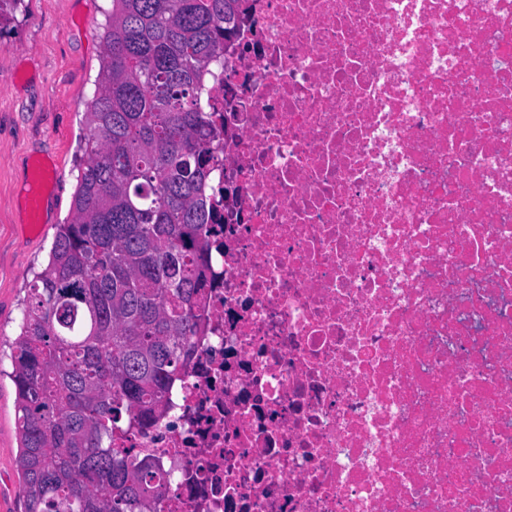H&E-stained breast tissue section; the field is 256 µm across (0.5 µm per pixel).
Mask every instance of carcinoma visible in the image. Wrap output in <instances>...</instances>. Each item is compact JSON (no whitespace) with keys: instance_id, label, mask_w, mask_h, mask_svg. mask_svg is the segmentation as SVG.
Returning <instances> with one entry per match:
<instances>
[{"instance_id":"1","label":"carcinoma","mask_w":512,"mask_h":512,"mask_svg":"<svg viewBox=\"0 0 512 512\" xmlns=\"http://www.w3.org/2000/svg\"><path fill=\"white\" fill-rule=\"evenodd\" d=\"M241 0H112L73 216L23 300L15 386L24 512H148L158 462L114 436L167 409L208 287L219 167L205 77Z\"/></svg>"}]
</instances>
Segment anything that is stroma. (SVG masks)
Returning a JSON list of instances; mask_svg holds the SVG:
<instances>
[{
	"label": "stroma",
	"mask_w": 512,
	"mask_h": 512,
	"mask_svg": "<svg viewBox=\"0 0 512 512\" xmlns=\"http://www.w3.org/2000/svg\"><path fill=\"white\" fill-rule=\"evenodd\" d=\"M112 0H23L0 32V512H24L16 458V394L6 372L21 302L48 259L57 227L72 217L75 155L85 131ZM59 169L42 187L39 223L29 221V168Z\"/></svg>",
	"instance_id": "35a3bbf8"
}]
</instances>
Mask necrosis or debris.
Returning a JSON list of instances; mask_svg holds the SVG:
<instances>
[{
    "label": "necrosis or debris",
    "instance_id": "necrosis-or-debris-1",
    "mask_svg": "<svg viewBox=\"0 0 512 512\" xmlns=\"http://www.w3.org/2000/svg\"><path fill=\"white\" fill-rule=\"evenodd\" d=\"M157 512H512V0H244Z\"/></svg>",
    "mask_w": 512,
    "mask_h": 512
}]
</instances>
